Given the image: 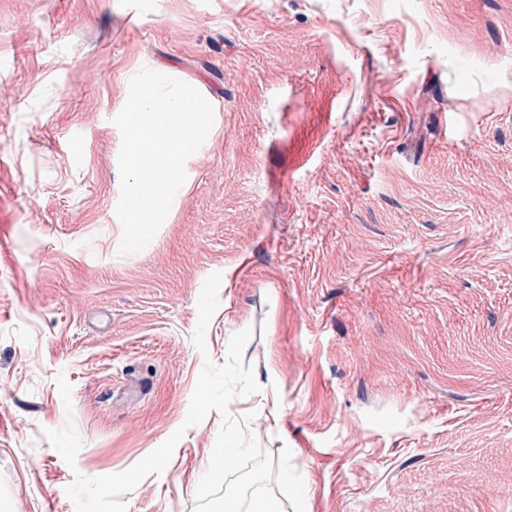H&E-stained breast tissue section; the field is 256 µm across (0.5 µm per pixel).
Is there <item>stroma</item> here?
I'll return each instance as SVG.
<instances>
[{"mask_svg":"<svg viewBox=\"0 0 512 512\" xmlns=\"http://www.w3.org/2000/svg\"><path fill=\"white\" fill-rule=\"evenodd\" d=\"M147 65L214 123L122 256L113 119ZM0 238V512H75L74 472L158 447L248 327L230 412L306 512H512V0H0ZM220 425L127 512H194Z\"/></svg>","mask_w":512,"mask_h":512,"instance_id":"stroma-1","label":"stroma"}]
</instances>
